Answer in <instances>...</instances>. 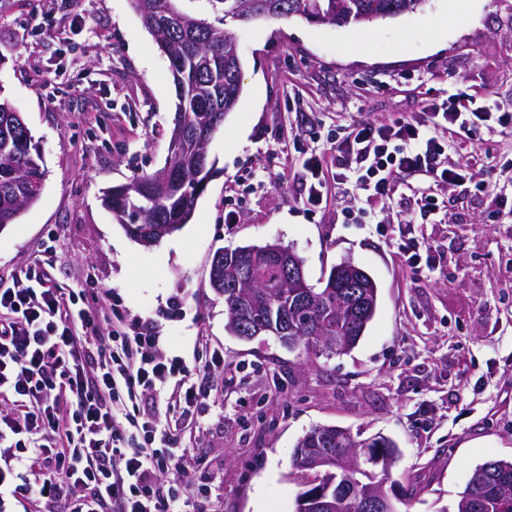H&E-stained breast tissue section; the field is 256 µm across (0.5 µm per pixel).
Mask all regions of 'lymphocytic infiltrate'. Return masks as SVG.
<instances>
[{"instance_id": "f902f5d3", "label": "lymphocytic infiltrate", "mask_w": 512, "mask_h": 512, "mask_svg": "<svg viewBox=\"0 0 512 512\" xmlns=\"http://www.w3.org/2000/svg\"><path fill=\"white\" fill-rule=\"evenodd\" d=\"M422 112L357 122L327 141L337 183L357 190L342 210L345 220L374 223L369 202L394 198L435 213L439 185L502 194L470 160L448 162L455 134L490 121V112L475 99L454 96L423 104ZM94 338L99 344L91 353L86 344ZM159 345L147 328L103 330L79 296L52 286L46 270L29 269L0 285V400L11 405L0 416V440L12 438L15 449L11 464L0 468V498L36 499L48 512H199L183 473V449L175 439L158 440V418L141 416L139 402L172 383L179 389L176 404L205 403L209 394L194 378L224 358L214 353L203 367H190L162 357ZM63 407L65 422L58 415ZM32 460L43 466L35 485L23 473Z\"/></svg>"}]
</instances>
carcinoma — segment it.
Wrapping results in <instances>:
<instances>
[{
  "instance_id": "1",
  "label": "carcinoma",
  "mask_w": 512,
  "mask_h": 512,
  "mask_svg": "<svg viewBox=\"0 0 512 512\" xmlns=\"http://www.w3.org/2000/svg\"><path fill=\"white\" fill-rule=\"evenodd\" d=\"M224 4V27L203 26L197 19L177 11L172 28H154L153 13L140 12L146 29L166 53L176 89V111L184 113L193 131L195 148L208 150V141L224 125V54L235 39L226 26L239 23L243 11L272 12L277 19L300 17L314 22L318 15H330L334 24L363 25L414 13L420 0H217ZM177 170L187 187L206 177L193 153L170 155L158 172L126 185V193L103 192L102 202L136 238L140 231L159 224L179 230L192 218L197 197L176 193L165 180L167 170ZM45 180L39 147L21 115L7 99L0 98V229L14 223L33 206L41 192L33 193L26 180ZM256 245L228 248L219 261V282L215 292L224 298L226 331L235 336L242 322L258 318L266 333L280 336L288 325L300 353L329 359L349 352L364 335L376 307L369 305L377 288L372 278L351 262L334 266L321 288L307 280L284 282L267 261L252 251ZM360 434L349 440L325 426L309 430L298 442L293 465L302 468L300 454L306 448H330L345 463L319 483L321 496L336 505L335 512H364L359 507L365 490L400 486L392 479L398 460L395 443L377 436L371 444L390 458V464L374 466L356 456L353 448ZM420 483L410 481L404 492L378 503V512H398L397 504L415 496ZM457 512H512V460H491L475 468L457 504Z\"/></svg>"
}]
</instances>
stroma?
<instances>
[{
    "label": "stroma",
    "mask_w": 512,
    "mask_h": 512,
    "mask_svg": "<svg viewBox=\"0 0 512 512\" xmlns=\"http://www.w3.org/2000/svg\"><path fill=\"white\" fill-rule=\"evenodd\" d=\"M453 12L447 29L431 31ZM243 92L211 139L214 165L192 218L152 245L132 239L104 191L169 156L175 88L132 0H0V96L42 158L39 201L0 230V281L38 261L61 292L112 294L126 326L148 324L167 356L221 350L205 405L167 412L204 512H296L307 479L292 465L313 426L383 435L395 479L420 476L407 512H456L473 470L512 459V211L491 195L438 187L444 219L414 214L434 270L402 264L391 225L347 224L336 166L306 199L304 162L353 121L419 113L454 94L512 106V0H427L423 11L358 26L257 19L234 28ZM490 182L512 180V130L456 138ZM237 221L225 223L228 211ZM278 242L322 287L352 261L375 281L376 313L349 353L309 361L272 336L230 335L209 285L216 250Z\"/></svg>",
    "instance_id": "1"
}]
</instances>
